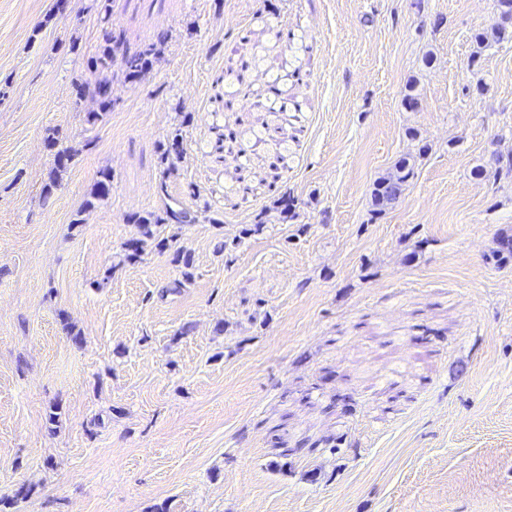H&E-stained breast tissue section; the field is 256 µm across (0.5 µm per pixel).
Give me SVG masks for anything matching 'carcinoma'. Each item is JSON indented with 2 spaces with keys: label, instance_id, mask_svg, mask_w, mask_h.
<instances>
[{
  "label": "carcinoma",
  "instance_id": "carcinoma-1",
  "mask_svg": "<svg viewBox=\"0 0 512 512\" xmlns=\"http://www.w3.org/2000/svg\"><path fill=\"white\" fill-rule=\"evenodd\" d=\"M497 10L500 22L492 26L490 33L475 35L474 41L477 45H484L490 38L500 42L512 36V31L509 30V25L512 24V0H497ZM167 39L168 35L161 34L144 46L132 50L121 37L110 31L105 33L103 43L90 61L91 70L101 73L102 77L91 81L80 76L74 81L76 96L80 99L90 97L97 104L96 109L86 113L88 123L94 125L103 120L104 115L114 107L108 74H120L131 82L140 79L159 58ZM268 51L266 45L254 43L250 58L242 63L241 70L235 74L224 75V111L249 112L256 109L263 113L259 122L260 128L250 129L256 142L263 141L262 130L269 128V118L288 111V86L284 74L265 67ZM182 142V129L178 127L170 133L167 144L162 146L161 163L169 171L174 166V159L181 152ZM48 146L54 151L55 165L49 183L42 190L45 200L51 196L56 186L57 174L67 170L75 157L72 149L60 146L54 137L48 140ZM413 176L414 164L405 157L396 163L393 172L375 181L371 190L372 213L378 215L396 203ZM109 182L110 175L101 173V178L85 200L84 207H95L106 195ZM195 221L196 217L186 208H169L162 213L147 212L131 217L130 222L137 225L139 236L124 243L122 261L134 264L142 260L149 251L167 252L172 256V261L182 268V280L174 283L172 290L182 288L194 276V260L191 254L175 247L177 230ZM164 225L176 227V232L167 236L160 234L158 228Z\"/></svg>",
  "mask_w": 512,
  "mask_h": 512
}]
</instances>
